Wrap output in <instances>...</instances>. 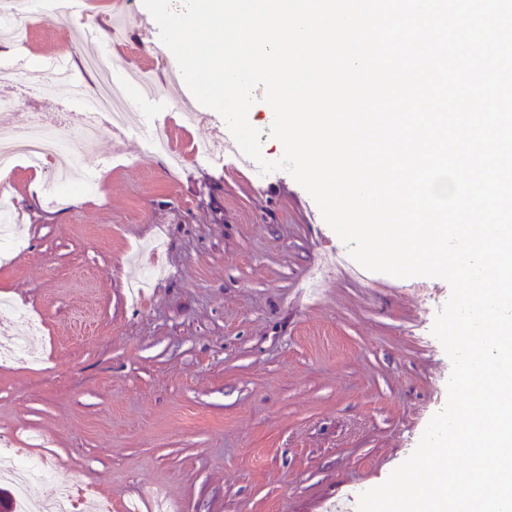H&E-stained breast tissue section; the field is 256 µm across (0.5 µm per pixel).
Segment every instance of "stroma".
<instances>
[{
    "label": "stroma",
    "instance_id": "obj_1",
    "mask_svg": "<svg viewBox=\"0 0 512 512\" xmlns=\"http://www.w3.org/2000/svg\"><path fill=\"white\" fill-rule=\"evenodd\" d=\"M112 4L0 39L17 84L50 78L24 53L66 55L88 87L85 57L120 82L156 62L139 126L66 138L94 184L50 204L30 190L46 169L0 175L26 235L0 246V296L44 323L41 362L0 364V452L46 463L36 500L92 483L112 512H357L446 405L451 287L364 269L289 173L193 152L223 118L177 110L192 94L142 0Z\"/></svg>",
    "mask_w": 512,
    "mask_h": 512
}]
</instances>
